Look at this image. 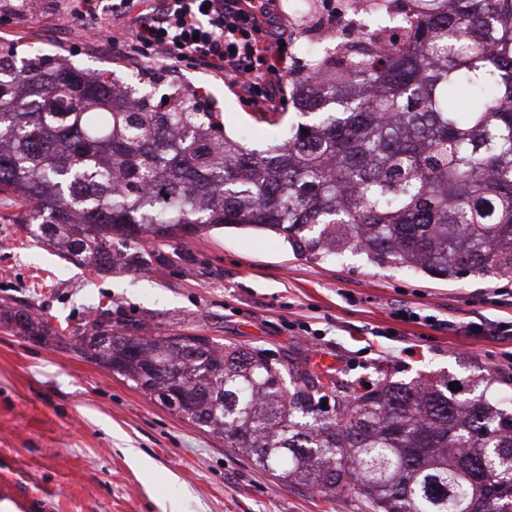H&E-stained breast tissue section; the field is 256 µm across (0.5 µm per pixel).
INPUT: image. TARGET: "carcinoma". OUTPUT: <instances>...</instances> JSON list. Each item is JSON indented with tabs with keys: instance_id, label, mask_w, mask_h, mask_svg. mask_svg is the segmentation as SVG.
<instances>
[{
	"instance_id": "obj_1",
	"label": "carcinoma",
	"mask_w": 512,
	"mask_h": 512,
	"mask_svg": "<svg viewBox=\"0 0 512 512\" xmlns=\"http://www.w3.org/2000/svg\"><path fill=\"white\" fill-rule=\"evenodd\" d=\"M362 47L326 46L290 82L311 116L256 153L172 85L168 103L51 55L0 56V192L26 233L98 274L145 269L113 240L270 231L292 252H346L450 279L512 273V0H408ZM473 105L460 112L457 92ZM10 321L33 336L22 311ZM82 355L274 472L354 490L368 512H512V413L435 373L363 393L205 336H127L104 309ZM333 392L332 414L322 408Z\"/></svg>"
}]
</instances>
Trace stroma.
<instances>
[{
	"label": "stroma",
	"mask_w": 512,
	"mask_h": 512,
	"mask_svg": "<svg viewBox=\"0 0 512 512\" xmlns=\"http://www.w3.org/2000/svg\"><path fill=\"white\" fill-rule=\"evenodd\" d=\"M340 0H282L294 39L289 74L308 60L309 38L336 17ZM127 78L163 75L219 110L251 149L288 136L292 105L252 112L201 66L147 61L113 49L70 0H0V55L34 48ZM21 205L0 194V311L45 323L35 338L0 318V512H367L363 499L283 487L250 457L182 420L123 377L76 352L70 336L101 309L130 335L205 336L256 348L289 368L329 375L355 389L385 373L410 381L429 371L458 383L495 380L512 397L511 336H468L394 319L423 308L458 321L512 322L496 305L512 274L437 278L379 268L345 253L323 261L293 254L282 236L216 229L146 252L166 257L147 271L100 275L61 259L18 223Z\"/></svg>",
	"instance_id": "obj_1"
}]
</instances>
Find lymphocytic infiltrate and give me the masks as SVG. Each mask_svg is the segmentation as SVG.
Instances as JSON below:
<instances>
[{"instance_id": "1", "label": "lymphocytic infiltrate", "mask_w": 512, "mask_h": 512, "mask_svg": "<svg viewBox=\"0 0 512 512\" xmlns=\"http://www.w3.org/2000/svg\"><path fill=\"white\" fill-rule=\"evenodd\" d=\"M139 7L140 0H116L106 15L100 0H78L75 10L95 25H109L113 45L149 60L203 64L245 106L280 108L291 33L279 0H156L147 19Z\"/></svg>"}]
</instances>
